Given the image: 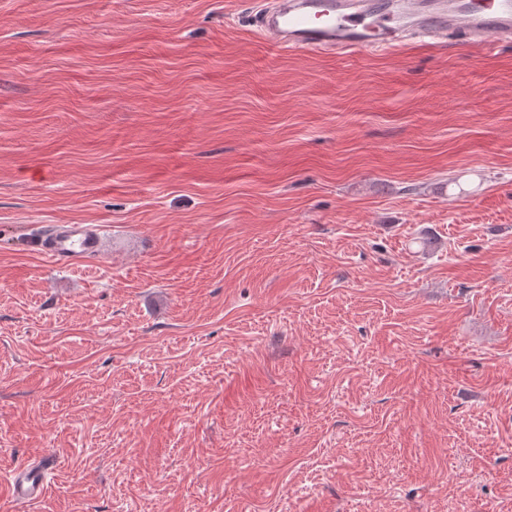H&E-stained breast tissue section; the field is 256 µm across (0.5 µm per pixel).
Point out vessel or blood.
I'll return each mask as SVG.
<instances>
[{"label": "vessel or blood", "mask_w": 512, "mask_h": 512, "mask_svg": "<svg viewBox=\"0 0 512 512\" xmlns=\"http://www.w3.org/2000/svg\"><path fill=\"white\" fill-rule=\"evenodd\" d=\"M255 27L273 47L321 53L386 50L411 37L443 41L455 34L491 48L512 43V0H263ZM106 248L87 224L58 226L40 244L60 265L100 257ZM50 471L47 465L13 469V498L41 499Z\"/></svg>", "instance_id": "obj_1"}]
</instances>
